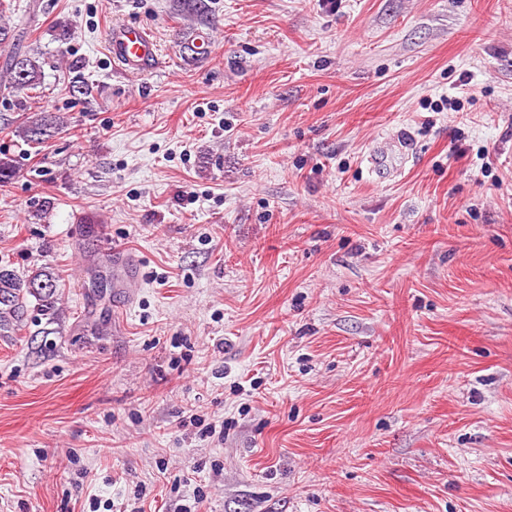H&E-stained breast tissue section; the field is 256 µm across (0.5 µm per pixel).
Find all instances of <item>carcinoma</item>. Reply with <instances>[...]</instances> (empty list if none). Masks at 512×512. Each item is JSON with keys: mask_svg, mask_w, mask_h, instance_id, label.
<instances>
[{"mask_svg": "<svg viewBox=\"0 0 512 512\" xmlns=\"http://www.w3.org/2000/svg\"><path fill=\"white\" fill-rule=\"evenodd\" d=\"M4 84L0 85L3 97H19L25 93L33 106L19 103L24 117L15 129L17 136L31 146L48 143L66 130L69 118L60 112H49L38 106L33 92L41 87L40 66L33 58L18 52L9 56L5 64ZM93 89V83L78 70L72 77L69 92L86 97ZM57 279L49 269H41L21 277L10 264L0 261V336H13L23 327L29 308V298H34L44 309L54 304Z\"/></svg>", "mask_w": 512, "mask_h": 512, "instance_id": "obj_1", "label": "carcinoma"}]
</instances>
